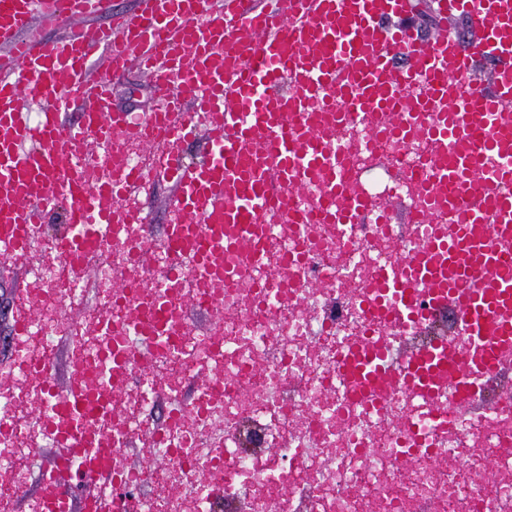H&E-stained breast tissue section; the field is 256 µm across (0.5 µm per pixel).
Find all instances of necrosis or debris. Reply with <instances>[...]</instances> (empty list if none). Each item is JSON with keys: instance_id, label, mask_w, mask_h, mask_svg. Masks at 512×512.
Masks as SVG:
<instances>
[{"instance_id": "4bbe7bcc", "label": "necrosis or debris", "mask_w": 512, "mask_h": 512, "mask_svg": "<svg viewBox=\"0 0 512 512\" xmlns=\"http://www.w3.org/2000/svg\"><path fill=\"white\" fill-rule=\"evenodd\" d=\"M335 146L345 187L363 183L377 158L394 163L409 223L370 214L360 224H313L317 201L303 197V223L273 225L254 257L228 254L229 282L212 296L192 265L132 225L91 255L101 270L119 271L121 285L82 323L65 317L87 296L80 271L32 267L41 289L27 334L13 339L15 385L0 392V512L49 440L36 416L60 399L31 385L27 370L55 355L59 336L73 368L88 374L97 430L112 438L119 512H512V351L470 386L455 371L471 353L460 310L384 315L415 285L406 259L446 230L417 218L421 146L369 138L360 123L338 128ZM135 245L158 251L160 263L137 261ZM391 269L395 289L382 279ZM173 277L223 304V321L197 330L168 292ZM355 349L401 368L437 349L448 365L426 383L396 375L373 398L348 360ZM116 351L136 361L131 374L113 368ZM161 405L166 418L154 420ZM137 453L146 462L128 472L124 461ZM154 484L176 493L155 496Z\"/></svg>"}]
</instances>
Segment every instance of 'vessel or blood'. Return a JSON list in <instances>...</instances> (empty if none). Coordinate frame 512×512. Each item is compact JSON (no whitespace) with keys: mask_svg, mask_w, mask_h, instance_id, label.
Masks as SVG:
<instances>
[{"mask_svg":"<svg viewBox=\"0 0 512 512\" xmlns=\"http://www.w3.org/2000/svg\"><path fill=\"white\" fill-rule=\"evenodd\" d=\"M111 0H0V261L29 266L36 227L53 204L68 207L74 236L51 246L55 259L82 267L87 246L123 225L148 224L149 207L120 200L147 180L127 167L123 143L166 148L162 170L173 183L166 227L169 252L190 257L203 285L224 286V255L251 248L271 224L298 221L294 196L315 191L321 224H355L370 200L340 191L328 143L337 125L363 121L371 136L403 138L418 128L424 153L417 179L426 218L446 217L451 236L435 248L440 269L409 258L434 305L464 314L463 329L480 358L472 375L512 340V0H437L444 17L462 16L479 37L461 47L443 32L422 45L413 25H390L411 0H288L286 11L256 0H148L140 13L112 12ZM103 14L107 21L73 38L48 32ZM491 65L490 88L474 83L477 61ZM149 78L154 104L135 115L111 109L112 84L131 67ZM330 91L343 110L313 99ZM76 113L64 122L65 113ZM206 146L196 165L181 160L185 140ZM111 181L92 190L95 167ZM485 225L489 238L465 236ZM65 412L42 417L58 464L38 492L48 512H74L64 487L79 477L97 512H112V468L102 449L69 424L87 401L83 377L58 384ZM82 458L79 474L67 468Z\"/></svg>","mask_w":512,"mask_h":512,"instance_id":"vessel-or-blood-1","label":"vessel or blood"}]
</instances>
